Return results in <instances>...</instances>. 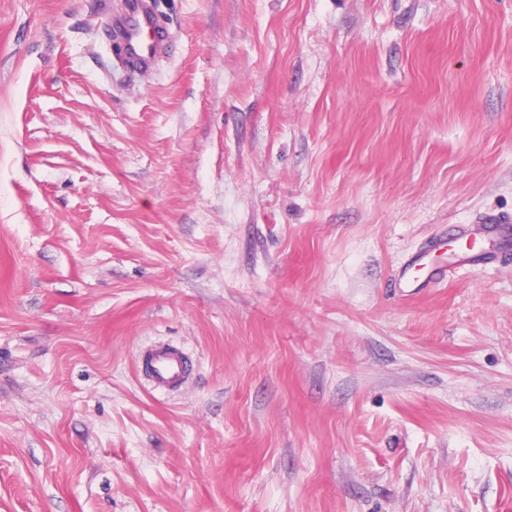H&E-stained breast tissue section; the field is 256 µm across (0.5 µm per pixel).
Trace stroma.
<instances>
[{"label": "stroma", "mask_w": 512, "mask_h": 512, "mask_svg": "<svg viewBox=\"0 0 512 512\" xmlns=\"http://www.w3.org/2000/svg\"><path fill=\"white\" fill-rule=\"evenodd\" d=\"M0 0V512H505L512 0ZM191 375L151 391L143 353ZM121 33L125 45L124 60L128 65L149 66L164 51V40L148 8L147 0H128ZM512 215L509 214H484L478 216L472 225L456 230L462 238L475 240L477 236H488L495 232V240L492 247L501 246L512 238ZM491 258H496V254L495 252L490 251V248L483 250H474L473 248H469L467 250L455 252L453 253L451 260L446 265L431 270L429 276L444 280L448 276H452L455 271L462 266L470 265L474 262L485 261Z\"/></svg>", "instance_id": "obj_1"}]
</instances>
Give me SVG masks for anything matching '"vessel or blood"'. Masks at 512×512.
I'll list each match as a JSON object with an SVG mask.
<instances>
[{"label": "vessel or blood", "instance_id": "1", "mask_svg": "<svg viewBox=\"0 0 512 512\" xmlns=\"http://www.w3.org/2000/svg\"><path fill=\"white\" fill-rule=\"evenodd\" d=\"M125 45L124 60L134 67L153 64L164 50V40L156 26L147 0H128L127 13L121 26ZM461 237L476 239L479 236L494 235L496 243L512 239V215L484 214L478 216L472 225L461 228ZM493 251L467 249L453 253L451 260L441 267L430 270L431 277L447 278L463 266L493 258ZM148 368L155 390L168 392L182 386L187 378V362L183 354L173 348L160 347L148 354Z\"/></svg>", "mask_w": 512, "mask_h": 512}]
</instances>
